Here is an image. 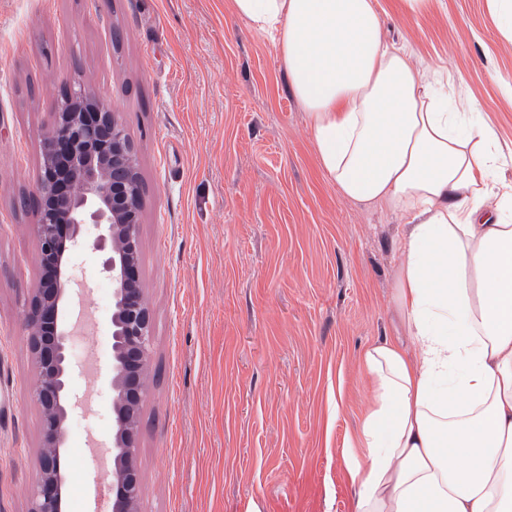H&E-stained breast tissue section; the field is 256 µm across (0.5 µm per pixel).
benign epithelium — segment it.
Listing matches in <instances>:
<instances>
[{"label":"benign epithelium","instance_id":"benign-epithelium-1","mask_svg":"<svg viewBox=\"0 0 512 512\" xmlns=\"http://www.w3.org/2000/svg\"><path fill=\"white\" fill-rule=\"evenodd\" d=\"M97 106L87 120L73 103ZM41 175L35 193L36 237L41 259L54 275L41 279L24 311L34 355V395L41 407L40 475L29 512H65L67 478L62 468L66 428L81 406L69 387L73 328L68 288L74 269L61 242H85L103 255L112 280V512H139L141 480L133 459L152 345V318L135 275L143 185L134 144L119 113L90 88L57 110L41 141Z\"/></svg>","mask_w":512,"mask_h":512}]
</instances>
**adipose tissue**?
<instances>
[{"instance_id":"1","label":"adipose tissue","mask_w":512,"mask_h":512,"mask_svg":"<svg viewBox=\"0 0 512 512\" xmlns=\"http://www.w3.org/2000/svg\"><path fill=\"white\" fill-rule=\"evenodd\" d=\"M272 36L339 193L399 213L394 302L412 347L362 355L356 512H512V186L476 105L390 44L378 0H234Z\"/></svg>"}]
</instances>
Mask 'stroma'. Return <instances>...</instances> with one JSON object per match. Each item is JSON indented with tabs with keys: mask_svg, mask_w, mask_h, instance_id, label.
Masks as SVG:
<instances>
[{
	"mask_svg": "<svg viewBox=\"0 0 512 512\" xmlns=\"http://www.w3.org/2000/svg\"><path fill=\"white\" fill-rule=\"evenodd\" d=\"M412 63L478 102L512 183V33L493 0H379ZM119 112L144 185L138 277L153 321L137 436L140 512H355L349 438L371 398L364 349L402 335V226L319 166L277 50L232 0H0V359L18 417L0 438V512H28L43 445L24 303L41 277L40 143L63 96ZM74 255L92 319L71 387L68 512H111L89 438L112 446V282Z\"/></svg>",
	"mask_w": 512,
	"mask_h": 512,
	"instance_id": "obj_1",
	"label": "stroma"
}]
</instances>
